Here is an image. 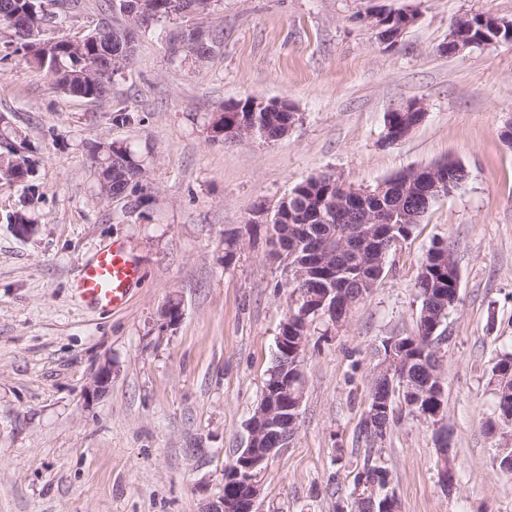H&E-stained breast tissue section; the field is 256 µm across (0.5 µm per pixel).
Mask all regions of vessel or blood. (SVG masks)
<instances>
[{
    "label": "vessel or blood",
    "mask_w": 512,
    "mask_h": 512,
    "mask_svg": "<svg viewBox=\"0 0 512 512\" xmlns=\"http://www.w3.org/2000/svg\"><path fill=\"white\" fill-rule=\"evenodd\" d=\"M140 279V265L122 242L100 248L81 269L73 288L77 297L92 309L107 312L122 307Z\"/></svg>",
    "instance_id": "vessel-or-blood-1"
}]
</instances>
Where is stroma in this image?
I'll return each instance as SVG.
<instances>
[{
	"instance_id": "35a3bbf8",
	"label": "stroma",
	"mask_w": 512,
	"mask_h": 512,
	"mask_svg": "<svg viewBox=\"0 0 512 512\" xmlns=\"http://www.w3.org/2000/svg\"><path fill=\"white\" fill-rule=\"evenodd\" d=\"M417 15L396 45L369 17ZM512 20V0H213L224 40L204 59L172 58L173 17L139 35L108 97L58 91L22 56L0 60V112L39 161L34 192L0 186V512H200L224 491L247 444L291 290L254 206L333 173L369 186L402 171L461 163L465 184L430 207L393 250L343 327L314 324L301 363L298 430L258 476L261 512H335L353 502L366 455L389 473L401 512H512L496 458L512 428L496 418L490 371L512 352V40L448 56L455 18ZM246 97L291 104L276 142L215 143L208 122ZM422 122L398 145L384 119L411 100ZM126 107L137 123L118 125ZM112 139L145 161L152 198L101 201L88 147ZM35 210L34 232L8 217ZM236 238L233 256L224 241ZM123 241L141 267L126 306L87 309L73 291L100 245ZM453 250L459 300L438 348L457 484H440L436 424L401 412L374 450L359 426L382 341L416 331L417 268L433 243ZM179 300L176 329L159 313ZM112 382L89 391L104 364Z\"/></svg>"
}]
</instances>
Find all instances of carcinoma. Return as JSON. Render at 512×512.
I'll return each instance as SVG.
<instances>
[{"label":"carcinoma","mask_w":512,"mask_h":512,"mask_svg":"<svg viewBox=\"0 0 512 512\" xmlns=\"http://www.w3.org/2000/svg\"><path fill=\"white\" fill-rule=\"evenodd\" d=\"M37 0H0V34L7 39L0 43L3 57L20 53L26 62L43 72L63 93L87 102L107 96L112 77L127 71L133 62L134 51L112 52L107 67L96 69V62L107 51L104 38L110 33L119 34L134 27L142 32L162 20L179 15L182 0H144L146 9L132 17L122 13V0H102L99 11L104 13L95 26L87 32H76L72 36L54 39L48 46L45 31L50 25H61L72 17L78 8L76 0H47L54 5L50 12H29L30 4ZM222 32L215 29L205 32L198 24L182 30L172 53L179 56L209 55L221 44ZM254 119L266 132L264 142L272 143L285 136L300 120L297 112H279L275 108H263L256 113L240 112L237 121ZM418 122L415 112H390L384 125L385 140L396 141L405 130ZM92 164L97 175V191L103 200L112 199L114 193H125L134 206L148 202L146 168L143 160L130 147L121 142L104 140L92 148ZM450 162L439 163L437 175L449 181L443 195H448L462 186L460 178L451 176ZM36 162L32 159L27 137L12 125L6 113H0V180L6 184L24 185L31 188L36 176ZM423 175L409 169L382 180L388 185L380 195L377 186L351 191V186L340 178L324 175L310 177L291 190L294 198L289 200L290 211L279 219L271 218L266 225L271 255L279 260L286 273V283L292 288L295 299L290 306L288 335L309 336L312 323L324 319L332 324L347 321L349 311L376 288L385 270L389 251L386 245L396 248L406 240L420 219L404 220L402 211L420 196ZM372 213L381 217L376 224L358 223V215ZM459 281V271L450 249L434 243L427 250L416 273L415 287L421 299L417 331L407 337L417 343L413 352L431 344L438 347L441 332L429 333L433 323L444 321L448 312L456 305L458 296L453 283ZM332 291L331 297L339 306H347L344 314H331L325 308L315 309L312 297ZM440 375L437 362L423 365L416 360L407 370L401 385H423L429 374ZM489 383L493 386L497 420L489 428L512 424V353H505L493 366ZM288 392L303 394L302 373L285 368L284 361L274 356L268 369L264 389L274 392L282 388ZM374 396H369L359 426V434L367 447L372 449L384 435L373 436L368 428V417L372 411ZM389 473L366 456L353 477L354 487L366 499L381 494L388 483Z\"/></svg>","instance_id":"cac0c4a2"}]
</instances>
